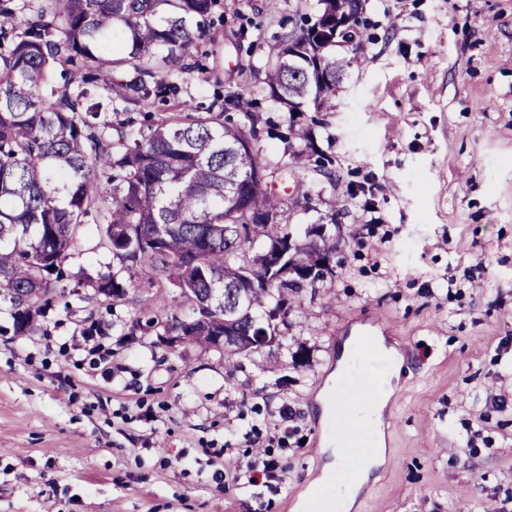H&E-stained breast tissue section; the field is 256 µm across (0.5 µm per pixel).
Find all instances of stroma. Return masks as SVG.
I'll return each mask as SVG.
<instances>
[{
	"instance_id": "stroma-1",
	"label": "stroma",
	"mask_w": 512,
	"mask_h": 512,
	"mask_svg": "<svg viewBox=\"0 0 512 512\" xmlns=\"http://www.w3.org/2000/svg\"><path fill=\"white\" fill-rule=\"evenodd\" d=\"M362 5L321 107L289 113L263 82L319 0H219L187 77L189 98L255 128L277 223L299 240L323 225L330 271L230 373L218 350L163 342L193 304L150 262L126 296L93 299L91 280L121 264L83 224L31 331L0 299V512H301L326 462L318 399L364 334L404 368L351 512H512V0ZM243 90L245 111L226 99ZM296 150L303 163L275 168ZM146 311L157 325L130 332ZM260 454L282 481L217 480Z\"/></svg>"
}]
</instances>
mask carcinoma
Returning <instances> with one entry per match:
<instances>
[{
  "instance_id": "obj_1",
  "label": "carcinoma",
  "mask_w": 512,
  "mask_h": 512,
  "mask_svg": "<svg viewBox=\"0 0 512 512\" xmlns=\"http://www.w3.org/2000/svg\"><path fill=\"white\" fill-rule=\"evenodd\" d=\"M319 30L304 51L283 46L264 84L297 109L324 101L351 64L325 27L339 0H319ZM218 0H0V296L24 334L64 279L61 262L85 218L102 225L121 271L91 283L107 299L126 295L144 259L176 280L199 317H174L186 336L224 334L237 270L290 231L281 201L245 144L252 133L224 123L215 104L181 99L183 75L209 37ZM171 101L181 115L112 137L107 114ZM108 171L107 184L96 178ZM125 276H120V273ZM302 285L250 289L232 327L246 333ZM260 348H224L225 367Z\"/></svg>"
}]
</instances>
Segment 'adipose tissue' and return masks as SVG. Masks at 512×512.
Listing matches in <instances>:
<instances>
[{
    "instance_id": "obj_1",
    "label": "adipose tissue",
    "mask_w": 512,
    "mask_h": 512,
    "mask_svg": "<svg viewBox=\"0 0 512 512\" xmlns=\"http://www.w3.org/2000/svg\"><path fill=\"white\" fill-rule=\"evenodd\" d=\"M374 342L377 352L372 357V366L365 372L373 393V402L367 412V423L373 437V454L369 467L363 468L354 477L339 485L337 495L341 512H350L358 495L368 483L372 468L379 466L385 455L381 430L382 411L394 393L392 380L400 373L402 358L394 349L385 346L383 337H375Z\"/></svg>"
}]
</instances>
